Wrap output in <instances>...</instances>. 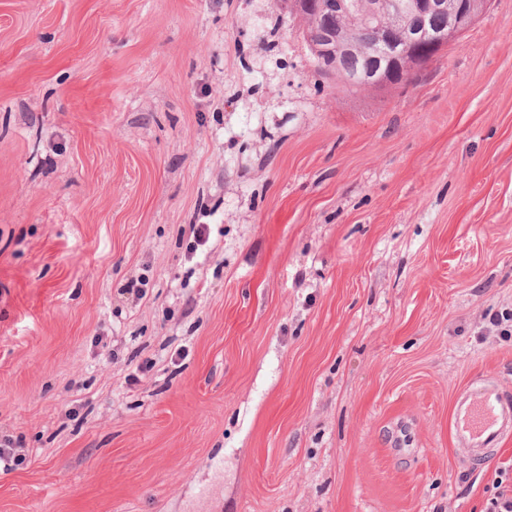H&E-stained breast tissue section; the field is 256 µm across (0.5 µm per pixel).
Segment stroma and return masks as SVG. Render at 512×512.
<instances>
[{
	"mask_svg": "<svg viewBox=\"0 0 512 512\" xmlns=\"http://www.w3.org/2000/svg\"><path fill=\"white\" fill-rule=\"evenodd\" d=\"M481 380L512 0L358 92L277 0H0V512H488ZM454 419L456 440L485 453L512 433V400L486 383L456 403Z\"/></svg>",
	"mask_w": 512,
	"mask_h": 512,
	"instance_id": "obj_1",
	"label": "stroma"
}]
</instances>
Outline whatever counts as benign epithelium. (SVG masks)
I'll return each mask as SVG.
<instances>
[{
	"label": "benign epithelium",
	"mask_w": 512,
	"mask_h": 512,
	"mask_svg": "<svg viewBox=\"0 0 512 512\" xmlns=\"http://www.w3.org/2000/svg\"><path fill=\"white\" fill-rule=\"evenodd\" d=\"M491 0H365L362 13L379 20V38L362 46L353 38V28L327 22L330 16L348 13L344 0H282L293 16L306 18V37L313 48L317 69L336 78L339 87L379 90L396 84L398 75L409 77L430 63L448 43L469 29ZM448 16V25L434 29L430 18ZM383 56L389 67L346 74L338 69V58L348 52Z\"/></svg>",
	"instance_id": "1"
}]
</instances>
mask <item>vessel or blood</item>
<instances>
[{"mask_svg": "<svg viewBox=\"0 0 512 512\" xmlns=\"http://www.w3.org/2000/svg\"><path fill=\"white\" fill-rule=\"evenodd\" d=\"M455 435L459 443L483 453L512 435V398L489 383L455 405Z\"/></svg>", "mask_w": 512, "mask_h": 512, "instance_id": "vessel-or-blood-1", "label": "vessel or blood"}]
</instances>
